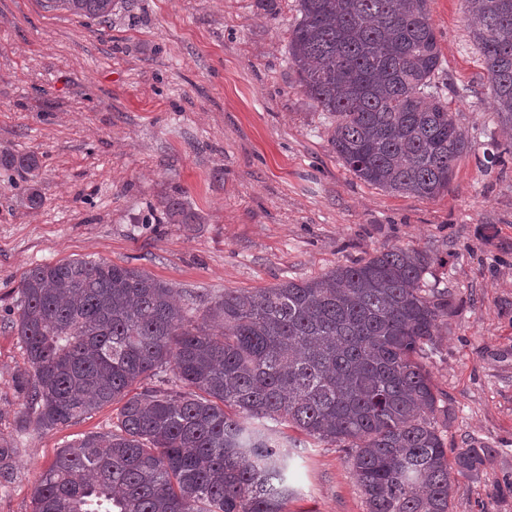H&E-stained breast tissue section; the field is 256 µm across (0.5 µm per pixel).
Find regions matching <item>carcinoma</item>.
<instances>
[{
	"mask_svg": "<svg viewBox=\"0 0 512 512\" xmlns=\"http://www.w3.org/2000/svg\"><path fill=\"white\" fill-rule=\"evenodd\" d=\"M464 2L495 111L512 130V0ZM117 5L47 7L105 22ZM297 11L289 61L307 97L336 116L339 160L389 192L447 190L468 146L435 81L428 0H297ZM0 168L30 174L39 159L0 151ZM161 206L173 223H193L179 199ZM444 264L392 247L321 277L184 307L136 268L73 259L28 269L13 322L25 408L54 429L120 404L115 430L58 452L33 512H287L286 474L305 441L283 438V424L344 450L368 512H450L455 478L484 449L448 463L436 421L448 407L427 359L451 304L426 275ZM16 452L0 442V485Z\"/></svg>",
	"mask_w": 512,
	"mask_h": 512,
	"instance_id": "1",
	"label": "carcinoma"
}]
</instances>
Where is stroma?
Here are the masks:
<instances>
[{"label": "stroma", "mask_w": 512, "mask_h": 512, "mask_svg": "<svg viewBox=\"0 0 512 512\" xmlns=\"http://www.w3.org/2000/svg\"><path fill=\"white\" fill-rule=\"evenodd\" d=\"M428 9L436 81L468 142L433 199L369 185L337 158L335 116L287 61L296 0H121L107 23L0 0V149L40 159L32 176L0 169V437L17 448L0 512H32L60 448L116 420L109 404L54 430L20 429L14 376L27 362L12 322L29 268L102 259L213 298L391 247L446 260L434 285L453 306L430 379L448 405V448L489 451L455 479L451 510L512 512V158L487 159L506 135L462 0ZM168 195L193 223H169ZM289 484L288 512H367L336 446L308 442Z\"/></svg>", "instance_id": "1"}]
</instances>
